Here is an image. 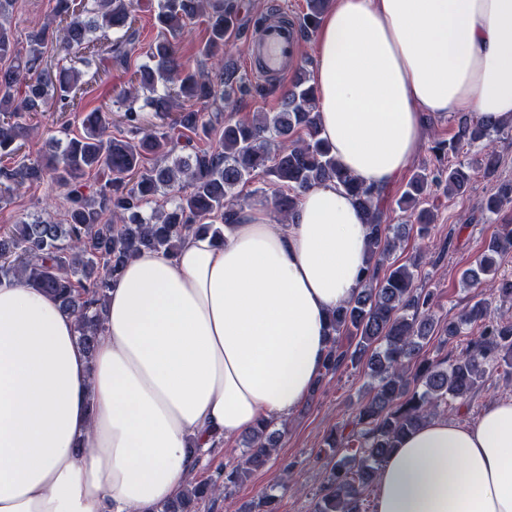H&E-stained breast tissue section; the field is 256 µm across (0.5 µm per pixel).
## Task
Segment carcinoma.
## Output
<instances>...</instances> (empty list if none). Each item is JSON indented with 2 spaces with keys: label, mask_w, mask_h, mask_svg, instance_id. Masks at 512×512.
Returning <instances> with one entry per match:
<instances>
[{
  "label": "carcinoma",
  "mask_w": 512,
  "mask_h": 512,
  "mask_svg": "<svg viewBox=\"0 0 512 512\" xmlns=\"http://www.w3.org/2000/svg\"><path fill=\"white\" fill-rule=\"evenodd\" d=\"M14 0H0V203L11 200L27 183L50 177L64 192L65 223L48 219L21 220L0 233V280H17L54 295L74 316L78 340L88 351L103 337L108 293L134 254L147 249L174 255L184 236L204 230L223 237V225L234 224L240 209L236 189L261 175L288 189L275 199L283 220L293 213L301 195L325 182L350 194L368 226L370 256L355 298L329 315L333 331L324 373L356 365L370 354L366 375L369 398L356 409L348 434L329 433L327 476L315 494L311 512H365L364 493L399 440L448 403L460 406L491 369L512 373V319L497 314L492 302L479 300L448 321L446 340L481 326L479 336L452 359L429 360L423 348L435 331L434 296L416 286L417 263L389 265L400 241L416 231L430 233L433 190L450 195L469 191L475 175L496 177L499 160L487 151L476 163L444 165L442 157L504 132L470 112L453 115L454 135L431 147L436 164L409 180L397 206L409 213V224L384 223L383 197L346 171L320 138L316 114L317 89L302 72L284 92L279 112L252 119L224 118V107L250 90L247 77L223 64L224 46L237 29V0H158L155 21L159 37L147 52L149 62L132 72L117 100L127 137L108 133L111 110L84 115L83 133L49 142L48 156L30 157L33 116L50 102L60 112H80L85 70L92 77L129 70L138 41L134 0H56L53 20L28 34V50L15 53L10 25ZM329 0H306L299 19L300 38L319 27ZM204 25L200 56L217 73L193 69L183 62L179 41L193 20ZM115 38L110 39L107 33ZM77 55V63L57 68L45 59L47 44ZM150 107L163 124L142 126L138 102ZM214 111L209 112L207 108ZM192 133L185 143L176 128ZM218 143L208 149L192 144L198 135ZM97 184H87L90 174ZM512 203V180L480 198L476 206L496 214ZM512 249V224H502L477 265L466 269L463 282L490 285L493 298L512 304V277L497 278L494 256ZM356 341L349 352L339 340ZM284 431L263 422L243 438L242 457L224 464L207 482L188 484L182 497L160 505L158 512H199L206 500L216 501L263 465L278 448ZM278 496L265 491L244 512H277Z\"/></svg>",
  "instance_id": "cac0c4a2"
}]
</instances>
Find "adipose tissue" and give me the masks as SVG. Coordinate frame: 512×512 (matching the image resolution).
I'll return each instance as SVG.
<instances>
[{
    "instance_id": "adipose-tissue-1",
    "label": "adipose tissue",
    "mask_w": 512,
    "mask_h": 512,
    "mask_svg": "<svg viewBox=\"0 0 512 512\" xmlns=\"http://www.w3.org/2000/svg\"><path fill=\"white\" fill-rule=\"evenodd\" d=\"M321 136L386 191L428 115L512 125V0H332L316 44ZM367 226L328 182L288 223L265 202L223 240L125 264L93 353L51 294L0 281V512H155L224 445L313 388L330 312L368 266ZM372 512H512V398L470 423L433 416L382 463Z\"/></svg>"
}]
</instances>
